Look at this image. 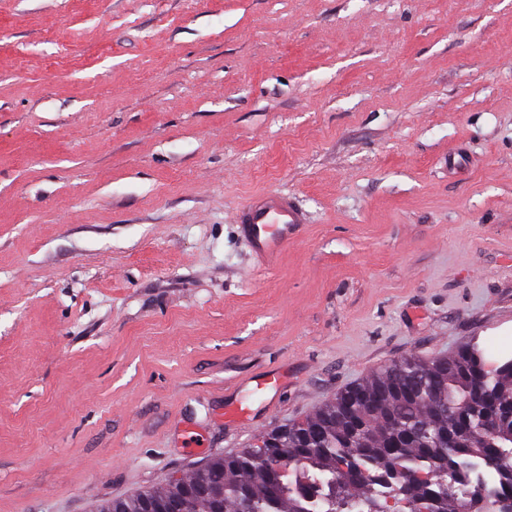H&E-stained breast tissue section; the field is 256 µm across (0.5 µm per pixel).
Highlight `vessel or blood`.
Returning <instances> with one entry per match:
<instances>
[{
    "instance_id": "vessel-or-blood-1",
    "label": "vessel or blood",
    "mask_w": 512,
    "mask_h": 512,
    "mask_svg": "<svg viewBox=\"0 0 512 512\" xmlns=\"http://www.w3.org/2000/svg\"><path fill=\"white\" fill-rule=\"evenodd\" d=\"M235 222L262 266L294 240L303 218L288 197L271 193L243 204Z\"/></svg>"
}]
</instances>
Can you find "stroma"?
Segmentation results:
<instances>
[{"label":"stroma","mask_w":512,"mask_h":512,"mask_svg":"<svg viewBox=\"0 0 512 512\" xmlns=\"http://www.w3.org/2000/svg\"><path fill=\"white\" fill-rule=\"evenodd\" d=\"M267 192L306 222L260 273ZM465 343L512 358V0H0V512H94Z\"/></svg>","instance_id":"1"}]
</instances>
